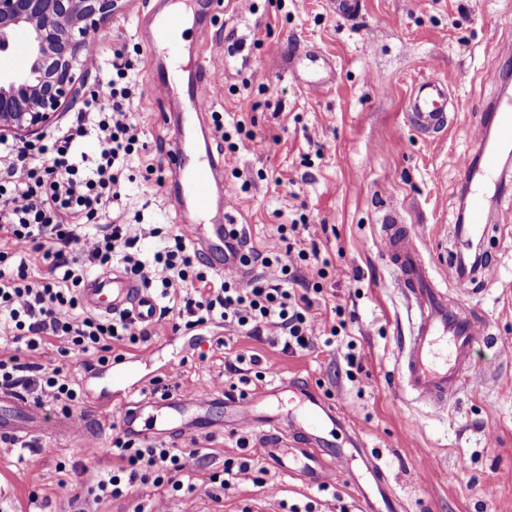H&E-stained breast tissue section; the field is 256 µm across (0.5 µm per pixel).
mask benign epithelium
Masks as SVG:
<instances>
[{"mask_svg":"<svg viewBox=\"0 0 512 512\" xmlns=\"http://www.w3.org/2000/svg\"><path fill=\"white\" fill-rule=\"evenodd\" d=\"M118 7L119 0H0V55L11 52L18 30L29 38L26 71L0 76V140L41 134L77 99L91 39Z\"/></svg>","mask_w":512,"mask_h":512,"instance_id":"7a95c632","label":"benign epithelium"}]
</instances>
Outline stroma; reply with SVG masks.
I'll return each instance as SVG.
<instances>
[{
  "label": "stroma",
  "instance_id": "obj_1",
  "mask_svg": "<svg viewBox=\"0 0 512 512\" xmlns=\"http://www.w3.org/2000/svg\"><path fill=\"white\" fill-rule=\"evenodd\" d=\"M253 8L222 0L193 19L177 51L157 48L140 55L137 67L148 77L158 63L182 70L216 64L223 80L214 111L226 123L244 120L255 134L226 158L224 194L235 204L234 221L246 226L250 246L275 238L278 225L303 211L309 233L323 256L342 273L309 281L322 285L314 312L325 323L335 307L352 313L345 333L333 346L317 343L313 353L288 355L255 339L239 336L218 347L222 327L194 335L165 331L129 347L122 378L84 386L78 408L97 433L94 441L0 440V512H91V479L83 467L107 464L112 426L126 400L151 396L154 380L169 363L181 364L180 387L206 397L194 428L167 436V445L213 454L194 472L195 512H289L313 503L314 512H332L343 498L349 512H362L351 484L362 463L346 457L336 464L329 490L268 470L265 486L242 485L209 497L210 480L225 459L249 456L259 429L225 428L220 399L239 386L240 377L224 371L226 353L260 354L279 370L264 382L277 389L267 409L282 418L298 415L303 388L332 404L340 418L356 425L366 448L386 469L406 512H512V165L501 167L500 192L488 211L485 253L498 269L495 281L465 279L456 258L466 252L459 212L465 189L454 156L477 158L482 150L472 128L484 122L499 97V83L486 70L507 68L497 55L512 43V0H360L356 16H336L331 0H253ZM185 0H122L106 26L115 44L144 47L149 17L184 6ZM242 42L229 51V40ZM318 51L332 66L322 92H311L289 71L288 59L303 49ZM448 84L456 105L445 131L419 135L406 112L416 84L429 75ZM164 104L151 95H134L133 121L145 151L132 166L138 181L120 205L127 218L166 228L180 214L164 187L143 181L146 164L162 165L172 147L173 127L162 120ZM397 211L418 234L424 258L449 297L486 326L474 357L482 375L463 379L446 404L431 407L401 389L397 380L400 348L409 333L407 300L398 287L378 233L383 210ZM364 355V368L348 372V349ZM247 447H240V439ZM52 452H43L45 444ZM40 450L35 468L19 455L22 446Z\"/></svg>",
  "mask_w": 512,
  "mask_h": 512
}]
</instances>
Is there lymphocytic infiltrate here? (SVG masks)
<instances>
[{
  "instance_id": "1",
  "label": "lymphocytic infiltrate",
  "mask_w": 512,
  "mask_h": 512,
  "mask_svg": "<svg viewBox=\"0 0 512 512\" xmlns=\"http://www.w3.org/2000/svg\"><path fill=\"white\" fill-rule=\"evenodd\" d=\"M110 36L92 42L91 71L99 78L74 119L38 142L0 141V387L23 388L41 404L71 413L81 398L62 365L35 362L51 341L57 354L78 351L98 364L112 359L115 346L137 343L165 329L197 331L220 324L225 341L248 336L297 354L312 350L318 336H338L345 320L323 328L313 314V290L301 276L303 265L318 261V275L331 267L318 248L298 247L309 226L305 216L279 225L277 239L247 254L258 265L247 286L209 273L201 251L182 232L126 221L112 214L132 182L131 160L142 146L130 108L137 85L135 60L126 49L110 48ZM93 140L94 152L84 143ZM156 239L151 256L140 242ZM42 255L35 272L31 253ZM123 265L146 287L158 288L165 304L154 325L127 315L109 319L84 314L78 288L92 270ZM193 448H172L127 433L112 439V462L101 467L91 489L105 512L128 497L136 484L179 492L184 477L203 465Z\"/></svg>"
}]
</instances>
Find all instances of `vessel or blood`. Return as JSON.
<instances>
[{
  "label": "vessel or blood",
  "instance_id": "b4317fda",
  "mask_svg": "<svg viewBox=\"0 0 512 512\" xmlns=\"http://www.w3.org/2000/svg\"><path fill=\"white\" fill-rule=\"evenodd\" d=\"M185 17L179 13L158 14L147 35L149 49L166 45L176 47L185 32ZM153 94L187 117L202 116L210 111L216 90V78L200 74L185 79L181 73L169 71L149 77ZM452 100L448 86L438 77H428L417 84L408 101V119L422 134H434L448 126V107ZM496 141L498 146L512 145V99L499 101ZM169 169L184 179L197 210H207L212 198L224 190V162L215 155L191 164L187 161L184 137H177L167 156ZM459 168L465 180L489 179L496 175L499 157L496 149L482 151L478 160H461ZM469 235L485 230V210L481 193H473L468 212ZM183 231L202 251L216 259L225 273L238 281H247L249 271L239 262L237 251L227 249L224 227L204 226L185 222ZM380 241L393 264L400 287L408 300L409 334L400 350L399 383L419 400L432 405L447 400L461 380L474 375L470 361L471 350L485 332L478 322L467 315L462 306H449L432 265L425 261L416 236L392 217H385L380 226ZM83 304L103 316L129 314L144 323L156 317L153 297L133 277L115 268L87 278L80 290ZM263 393L245 394L232 401L224 421L226 427L238 430L256 426L257 406ZM195 393L177 396L150 397L130 404L122 416L124 431L138 435L164 436L183 433L193 427L186 416L189 409L200 406ZM153 409L145 417V409ZM42 410L28 403L14 391L0 390V437L20 439L38 430ZM268 431L262 433L258 450L262 460L275 471L297 476L304 484L314 487L332 481L336 475L333 459L341 458L342 448L325 441L327 429H340L341 420L329 405L312 396L302 416L282 420L269 418ZM372 474L375 490L383 500L382 506L366 502V512H399L401 501L388 483L382 467L373 459H365Z\"/></svg>",
  "mask_w": 512,
  "mask_h": 512
}]
</instances>
